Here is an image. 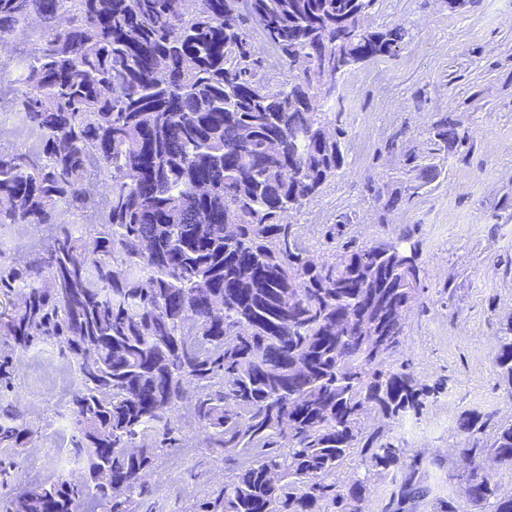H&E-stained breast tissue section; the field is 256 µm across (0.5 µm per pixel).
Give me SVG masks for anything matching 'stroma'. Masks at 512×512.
<instances>
[{"label":"stroma","mask_w":512,"mask_h":512,"mask_svg":"<svg viewBox=\"0 0 512 512\" xmlns=\"http://www.w3.org/2000/svg\"><path fill=\"white\" fill-rule=\"evenodd\" d=\"M403 25L409 36L392 54L359 64L340 82L345 166L321 196L292 215L312 245L339 215L346 236L368 241L411 232L427 271L423 303L408 314L397 364L429 387L419 412L397 419L364 416L368 429L420 460L428 490L409 512H437L447 497L457 460L462 415L478 412L488 426L512 420V392L497 374L500 322L512 316V0H467L448 10L445 0H380L369 20L375 30ZM453 113L471 140L451 156L446 175L423 196L381 213L369 182L402 190L406 178L387 141L401 135L425 147L433 124ZM14 352L9 400L40 431L36 447L71 432L62 410L31 392ZM224 482L220 456L197 443L179 470L161 458L148 478L158 512H195L202 490Z\"/></svg>","instance_id":"obj_1"}]
</instances>
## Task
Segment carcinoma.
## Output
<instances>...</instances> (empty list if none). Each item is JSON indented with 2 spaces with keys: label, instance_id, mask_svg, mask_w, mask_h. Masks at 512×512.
I'll return each mask as SVG.
<instances>
[{
  "label": "carcinoma",
  "instance_id": "carcinoma-1",
  "mask_svg": "<svg viewBox=\"0 0 512 512\" xmlns=\"http://www.w3.org/2000/svg\"><path fill=\"white\" fill-rule=\"evenodd\" d=\"M0 0V41L23 32L33 47L10 81L36 148L0 151V233L15 224L56 228L24 264L0 249V294L19 304L0 316V385L10 353L56 340L72 362L68 454L80 478L8 490L19 455L38 437L0 401V512H152L141 479L161 455L185 448L181 411L192 410L207 447L229 451L224 486L197 512H365L367 479L339 480L356 461L366 475L402 467L403 449L362 417L420 408L424 388L396 368L407 315L425 268L407 234L387 250L349 238L314 256L288 222L345 164L336 71L403 42L365 22L380 0ZM288 65L276 89L263 78L250 29ZM470 140L443 115L428 147L400 156L404 191L370 185L386 213L431 189L444 162ZM206 175L202 197L195 178ZM103 209L87 225L89 183ZM494 362L512 392V318ZM463 415L464 468L439 512H512L480 467L512 470V420L486 433ZM109 446L112 456L99 458ZM410 463L385 512L426 489ZM122 474V494L107 476Z\"/></svg>",
  "mask_w": 512,
  "mask_h": 512
}]
</instances>
